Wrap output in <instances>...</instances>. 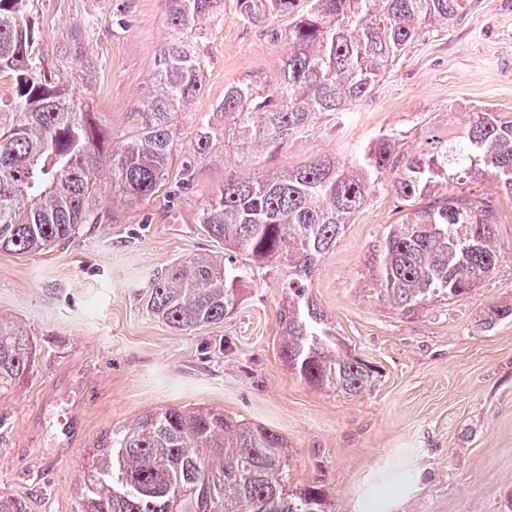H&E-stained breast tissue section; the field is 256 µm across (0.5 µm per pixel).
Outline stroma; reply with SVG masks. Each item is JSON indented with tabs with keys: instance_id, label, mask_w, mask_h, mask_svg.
Wrapping results in <instances>:
<instances>
[{
	"instance_id": "stroma-1",
	"label": "stroma",
	"mask_w": 512,
	"mask_h": 512,
	"mask_svg": "<svg viewBox=\"0 0 512 512\" xmlns=\"http://www.w3.org/2000/svg\"><path fill=\"white\" fill-rule=\"evenodd\" d=\"M42 71L93 112L121 142L150 86L154 60L173 32L164 0H31ZM291 15L248 22L236 0L184 31L204 59L202 94L176 119L172 163L145 200L114 196L101 182L105 215L34 254L0 252V314L37 343L33 372L0 395V493L30 512H79L75 484L99 437L165 407L218 409L281 433L291 482L315 483L333 512H352L359 476L398 448L424 474L400 512H512V319L481 325L512 303V197L498 203L496 273L470 295L396 310L370 279L368 257L400 218L394 169L375 177L366 206L323 256L312 295L349 351L376 366L360 395L315 389L277 353L288 271L255 269L223 322L187 333L151 314L149 283L177 259L223 258L197 214L236 172L234 152H195L201 120L225 86L276 78ZM512 118V0H464L447 24L422 28L388 65L370 96L327 112L277 152H258L245 172L261 176L328 155L355 164L363 149L395 137L398 159L463 139L475 113Z\"/></svg>"
}]
</instances>
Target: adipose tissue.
Returning <instances> with one entry per match:
<instances>
[{
  "instance_id": "adipose-tissue-1",
  "label": "adipose tissue",
  "mask_w": 512,
  "mask_h": 512,
  "mask_svg": "<svg viewBox=\"0 0 512 512\" xmlns=\"http://www.w3.org/2000/svg\"><path fill=\"white\" fill-rule=\"evenodd\" d=\"M423 472L412 452L402 450L375 462L358 482L352 512H399L401 504L416 495Z\"/></svg>"
}]
</instances>
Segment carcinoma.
Returning <instances> with one entry per match:
<instances>
[{"mask_svg":"<svg viewBox=\"0 0 512 512\" xmlns=\"http://www.w3.org/2000/svg\"><path fill=\"white\" fill-rule=\"evenodd\" d=\"M30 0H0V74L17 81L18 122L0 133V251L34 253L98 223L92 200L103 175L128 199L154 195L173 159L175 117L203 88L204 59L179 38L189 23L215 15L222 0H165L178 34L155 58L152 89L138 107L136 130L103 152L91 112L41 74V49L28 20ZM299 0H237L252 23H272ZM463 0H307L288 29L278 78L224 87L216 111L224 127L200 132L197 150L219 140L251 158L305 130L322 112L365 100L388 61L434 22L453 19ZM394 138L368 145L349 167L334 157L261 179L238 178L198 213L224 242L226 262L192 256L150 282L152 313L193 332L224 321L239 303L253 267L288 269L279 313L281 362L314 388L358 395L378 371L348 353L318 307L311 284L344 224L364 207L373 175L392 164ZM494 178L512 198V120L478 112L463 141L441 143L406 159L395 182L402 203L375 250L370 272L397 308L471 294L500 263L494 199L474 184ZM452 181L458 193L437 196ZM512 318V304L490 309L482 325ZM36 343L0 315V393L32 370ZM288 441L275 430L221 411L169 407L143 413L96 442L77 479L80 512H331L320 485L291 488ZM0 512H28L26 501L0 494Z\"/></svg>","mask_w":512,"mask_h":512,"instance_id":"cac0c4a2","label":"carcinoma"}]
</instances>
